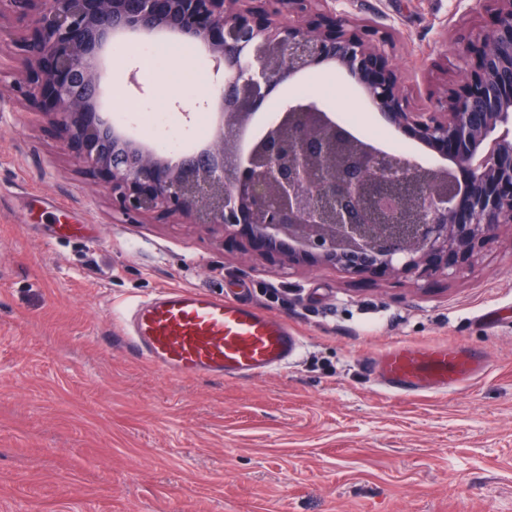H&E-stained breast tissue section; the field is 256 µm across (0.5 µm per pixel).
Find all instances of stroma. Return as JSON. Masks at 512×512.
Listing matches in <instances>:
<instances>
[{"label":"stroma","instance_id":"35a3bbf8","mask_svg":"<svg viewBox=\"0 0 512 512\" xmlns=\"http://www.w3.org/2000/svg\"><path fill=\"white\" fill-rule=\"evenodd\" d=\"M471 6L336 0L394 32L392 60L419 106L458 84L448 45L489 28ZM160 43L193 81L165 70L137 91L129 74ZM18 56L0 44V512H512V228L453 278L417 282L291 265L171 218L129 222L24 99ZM214 80L208 52L132 35L109 49L106 105L143 143L191 148L214 133L193 107ZM304 92L355 133L427 156L328 65L284 82L255 129ZM242 285L301 340L278 371L165 376L114 340L115 312L160 289ZM397 343L468 346L484 368L445 394L394 393L368 363Z\"/></svg>","mask_w":512,"mask_h":512}]
</instances>
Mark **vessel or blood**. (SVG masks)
<instances>
[{
    "mask_svg": "<svg viewBox=\"0 0 512 512\" xmlns=\"http://www.w3.org/2000/svg\"><path fill=\"white\" fill-rule=\"evenodd\" d=\"M120 323L128 349L160 371L193 378L247 380L278 370L301 343L283 321L233 296L170 288L136 304ZM375 368L396 392L447 391L482 368L473 352L441 346L397 344Z\"/></svg>",
    "mask_w": 512,
    "mask_h": 512,
    "instance_id": "vessel-or-blood-1",
    "label": "vessel or blood"
}]
</instances>
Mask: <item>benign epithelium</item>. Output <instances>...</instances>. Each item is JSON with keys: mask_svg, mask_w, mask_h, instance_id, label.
I'll list each match as a JSON object with an SVG mask.
<instances>
[{"mask_svg": "<svg viewBox=\"0 0 512 512\" xmlns=\"http://www.w3.org/2000/svg\"><path fill=\"white\" fill-rule=\"evenodd\" d=\"M495 23L451 54L458 93L411 105L390 63L392 34L330 0H0L19 40L28 93L64 152L112 194L122 214L239 228L290 264L415 281L452 278L512 224V0H475ZM166 32L204 45L219 86L212 139L183 151L149 146L103 109L112 37ZM324 64L345 71L383 123L437 153L428 164L363 141L316 101L292 99L250 134L286 80Z\"/></svg>", "mask_w": 512, "mask_h": 512, "instance_id": "1", "label": "benign epithelium"}]
</instances>
